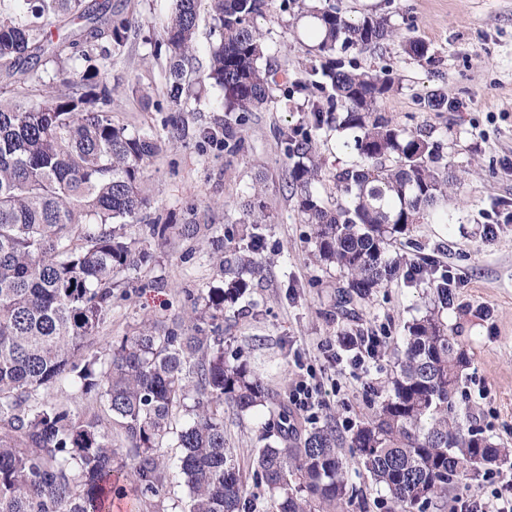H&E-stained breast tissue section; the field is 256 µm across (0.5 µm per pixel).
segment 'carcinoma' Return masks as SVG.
I'll list each match as a JSON object with an SVG mask.
<instances>
[{"instance_id": "obj_1", "label": "carcinoma", "mask_w": 512, "mask_h": 512, "mask_svg": "<svg viewBox=\"0 0 512 512\" xmlns=\"http://www.w3.org/2000/svg\"><path fill=\"white\" fill-rule=\"evenodd\" d=\"M207 2L214 40L209 78L223 91L217 107L250 112L280 85L261 67L255 26L268 0H173L160 46L168 56L171 112L202 103L193 87L196 31ZM0 7V512H165L170 477L187 488V512H249V480L269 494L271 512H345L364 507L349 484L333 427L311 426L284 402L278 423L261 437L252 477L240 471L224 436V405L247 413L267 403L263 378L224 356V303L249 283L237 276L202 297L185 328L179 319L149 320L112 343H97L115 277L147 260L126 236L144 220L142 183L159 140L130 130L112 112V51L145 21L114 15L109 0H8ZM323 61L305 81L309 110L286 133V186L312 227L313 258L345 278L337 303L364 300L400 273L389 247L409 235L447 197L449 166L437 143L393 124L382 101L388 73L361 71L343 53L376 48L395 36L386 16L359 19L334 4L314 12ZM78 37L54 41L67 25ZM61 80L41 82L47 66ZM347 132L360 161L333 174L336 205L316 192L324 161L316 136ZM229 120L203 139L237 143ZM246 247L219 262L256 268L267 206L260 190L240 201ZM432 305L405 326V349L385 395L349 447L400 512L448 503V490L485 476L482 461L501 465V448L466 424L453 396L469 365L442 317L448 293L424 268ZM74 384L84 406L49 400L43 391ZM180 454H169V448Z\"/></svg>"}]
</instances>
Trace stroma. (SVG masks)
I'll return each mask as SVG.
<instances>
[{
	"instance_id": "obj_1",
	"label": "stroma",
	"mask_w": 512,
	"mask_h": 512,
	"mask_svg": "<svg viewBox=\"0 0 512 512\" xmlns=\"http://www.w3.org/2000/svg\"><path fill=\"white\" fill-rule=\"evenodd\" d=\"M117 14H136L148 29L131 34L112 57L113 112L152 130L162 142L143 183L149 218L167 224L164 237L129 226L152 261L124 273V292L100 334L101 347L148 317L190 319L193 302L223 287L230 274L211 254L210 237L227 249L241 247L236 232L243 215L237 203L261 186L269 220L262 233L261 264L247 280L246 294L224 310V353L242 355L269 388L266 406L241 415L224 409V434L241 465H249L270 410L287 400L296 361L311 365L328 393L317 423H331L351 482L366 495V512H384L385 491L348 446L393 375L404 349V326L422 314L432 291L399 273L368 299L337 308L342 279L311 259L310 228L288 192L290 164L285 134L303 123L305 95L276 96L262 109L239 112L232 121L241 137L236 151L205 143L203 130L223 125L211 104L181 113L183 137L169 139L164 111L165 59L149 43L172 8V0H111ZM347 16L384 14L397 37L354 53L361 69L390 71L395 79L382 108L399 127L430 131L458 182L446 204L415 225L410 240L390 247L393 255H427L459 284L443 318L470 365L455 395L457 412L494 443L512 448V0H335ZM255 25L267 44V64L279 84L304 79L317 63L318 39L287 0H269ZM424 42L428 54L405 52L404 39ZM449 106L431 110L432 91ZM376 330L384 349L369 375L339 374L324 349L344 331Z\"/></svg>"
}]
</instances>
